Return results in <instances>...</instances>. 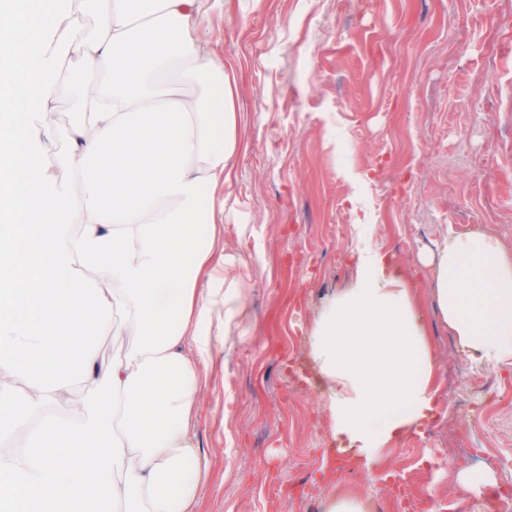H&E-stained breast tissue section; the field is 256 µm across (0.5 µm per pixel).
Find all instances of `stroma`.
Instances as JSON below:
<instances>
[{
	"mask_svg": "<svg viewBox=\"0 0 512 512\" xmlns=\"http://www.w3.org/2000/svg\"><path fill=\"white\" fill-rule=\"evenodd\" d=\"M204 39L235 78L239 150L224 251L246 265L250 311L202 392L211 461L199 512H328L350 490L376 512H479L456 477L512 457V397L475 422L460 399L512 377L465 356L433 303L440 390L384 462L339 469L305 338L363 246L413 267L481 226L512 251V0H204Z\"/></svg>",
	"mask_w": 512,
	"mask_h": 512,
	"instance_id": "35a3bbf8",
	"label": "stroma"
}]
</instances>
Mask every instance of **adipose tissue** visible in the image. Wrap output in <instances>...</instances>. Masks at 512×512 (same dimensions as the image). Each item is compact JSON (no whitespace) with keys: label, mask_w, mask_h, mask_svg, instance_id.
Returning a JSON list of instances; mask_svg holds the SVG:
<instances>
[{"label":"adipose tissue","mask_w":512,"mask_h":512,"mask_svg":"<svg viewBox=\"0 0 512 512\" xmlns=\"http://www.w3.org/2000/svg\"><path fill=\"white\" fill-rule=\"evenodd\" d=\"M87 3L92 29L61 0H0V432L28 440L0 456V512H42L53 497L89 512H196L211 468L197 451L200 394L247 317L219 220L235 86L201 37V0ZM74 53L93 83L67 76ZM57 97L78 116L60 160L41 148ZM433 263V299L463 351L511 360L512 251L481 231L450 234ZM422 307L410 268L364 248L307 338L331 439L365 466L433 410ZM107 334L125 350L100 373ZM82 383L108 400L48 414Z\"/></svg>","instance_id":"ef3b65f1"}]
</instances>
